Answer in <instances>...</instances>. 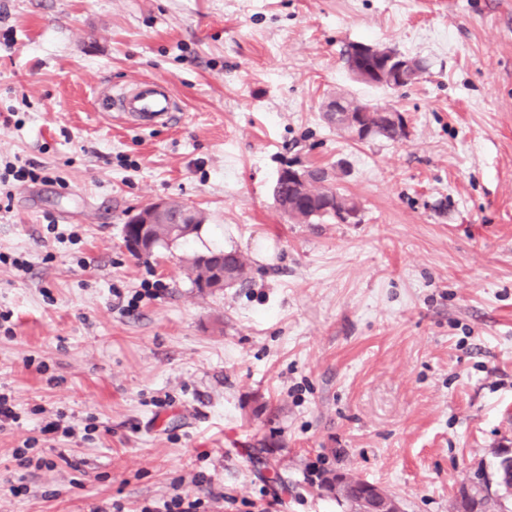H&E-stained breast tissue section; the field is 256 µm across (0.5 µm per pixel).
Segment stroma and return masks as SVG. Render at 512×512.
I'll use <instances>...</instances> for the list:
<instances>
[{"instance_id": "obj_1", "label": "stroma", "mask_w": 512, "mask_h": 512, "mask_svg": "<svg viewBox=\"0 0 512 512\" xmlns=\"http://www.w3.org/2000/svg\"><path fill=\"white\" fill-rule=\"evenodd\" d=\"M424 61L415 84L352 79L346 44ZM167 86L141 128L102 88ZM390 105L406 138L357 143L334 95ZM0 512H140L173 486L207 512H348L346 473L403 512H452L512 455V0H0ZM322 165L356 224L288 220L281 169ZM200 210L198 237L136 257L131 213ZM247 262L201 292L193 254ZM20 258L27 269L11 265ZM158 291L134 310L142 284ZM72 436H44L46 415ZM30 443L33 464L16 448ZM54 460L39 469L36 459ZM21 479L28 493L12 494ZM198 255H200L198 258L197 255H194L193 259H191L192 262H190V270L193 275L192 282L196 288H198V282L201 276L197 268V260L203 256H207L209 260H213L217 264L222 265L225 272L234 274L237 283H240V285L246 280V263L240 254L234 251L208 250L206 253Z\"/></svg>"}]
</instances>
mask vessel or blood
<instances>
[{"instance_id":"b4317fda","label":"vessel or blood","mask_w":512,"mask_h":512,"mask_svg":"<svg viewBox=\"0 0 512 512\" xmlns=\"http://www.w3.org/2000/svg\"><path fill=\"white\" fill-rule=\"evenodd\" d=\"M107 111L143 127L168 125L176 120L180 106L172 93L152 80H141L113 91L103 101Z\"/></svg>"}]
</instances>
